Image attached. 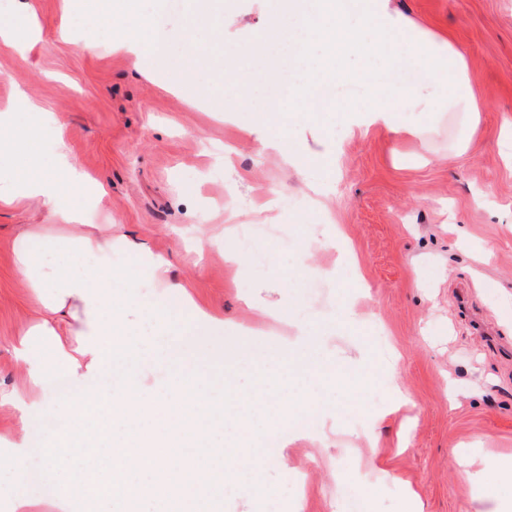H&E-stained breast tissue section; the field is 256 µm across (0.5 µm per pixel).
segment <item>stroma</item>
I'll list each match as a JSON object with an SVG mask.
<instances>
[{"instance_id": "obj_1", "label": "stroma", "mask_w": 512, "mask_h": 512, "mask_svg": "<svg viewBox=\"0 0 512 512\" xmlns=\"http://www.w3.org/2000/svg\"><path fill=\"white\" fill-rule=\"evenodd\" d=\"M404 24L425 23L465 57L480 121L443 120L424 142L378 128L349 130L354 99L304 112L255 79L246 44L269 40L273 0H234L218 12L210 40L189 37L192 0H135L113 11L112 34L84 49L69 32L87 33L97 15L89 0H9L0 27L27 10L41 29L35 44L0 42V113L25 96L64 123L63 139L80 167L103 183L106 197L92 223L112 225V269L147 276L164 257L167 278L193 302L222 318L225 335L290 337L296 322L320 331L335 377L292 388L315 395L322 430H294V416L270 414L280 460L260 478L271 496L249 512H344L339 470L357 466L363 512H402L405 487L424 512H507L512 507V166L503 130L512 128V0H387ZM164 46L157 55L122 47L129 29ZM222 47L239 73L252 76L235 117L213 111L236 85L214 68L177 80L180 60ZM278 102L284 132L335 183L316 194L273 151L259 153L254 112ZM337 160L326 159L332 141ZM232 156H225V149ZM491 203L477 208V192ZM52 224L31 200L0 203V391L18 386L15 342L36 311L10 260L16 234ZM235 233H228V226ZM344 233L351 262L332 244ZM491 258H484V248ZM242 251L236 264L225 259ZM257 298L247 307L244 296ZM283 308L271 321L265 307ZM379 328L388 348L368 332ZM398 354V383L408 405L391 411L384 370ZM0 407V448L26 443L39 453L51 433L45 418L16 427ZM474 464L499 457L488 485L448 466L451 449Z\"/></svg>"}]
</instances>
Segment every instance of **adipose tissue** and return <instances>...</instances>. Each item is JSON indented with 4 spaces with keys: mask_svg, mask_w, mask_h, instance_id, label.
<instances>
[{
    "mask_svg": "<svg viewBox=\"0 0 512 512\" xmlns=\"http://www.w3.org/2000/svg\"><path fill=\"white\" fill-rule=\"evenodd\" d=\"M305 18L315 26L324 13L310 0H277L272 23L282 31V40L253 46L251 54L262 62L288 49L303 52L300 22ZM360 23L381 36L353 38L348 52L382 58L387 69L364 76L368 91L351 111V127L364 131L380 126L422 141L432 134L431 113L476 112L463 56L423 29L407 43L422 62L421 79L378 92L387 70L396 69L403 55V45L393 38L401 23L380 0ZM61 126L59 118L31 104L21 112L0 114V128L19 134L12 150L0 153V202L37 201L69 228L54 235L38 224L21 231L12 243L14 269L41 317L24 331L16 349L28 367L24 380L14 391L0 394V406L20 410L24 425L34 412L55 424L40 462L21 447L0 449V473H9L12 480L13 512H41L42 502L32 492L37 478L52 484L58 512L88 501L111 505L112 512H125L131 502L167 512L171 500L182 504L184 512H216L226 493L236 490L250 498L266 494L265 484L243 481L263 467L257 444L267 433L265 407L250 409L246 433L253 448L226 451L235 434L224 414L235 404H248L249 398L230 402L225 386L232 379L250 378L254 368L251 348L225 352L219 339L223 320L194 310L195 327L213 341L200 354L175 363L173 387L149 389L128 374V366L144 350L117 327L127 310L151 309L152 298L138 287L134 273L119 278L100 263V256L112 250V236L102 225L88 223L87 215L104 192L77 166L62 140L45 150L42 131ZM73 186L80 188L83 206H71L68 190ZM271 350L291 374H330V365L318 358L319 342L306 329H299L292 344H275ZM59 373L82 381L81 396L44 395L45 385Z\"/></svg>",
    "mask_w": 512,
    "mask_h": 512,
    "instance_id": "1",
    "label": "adipose tissue"
}]
</instances>
